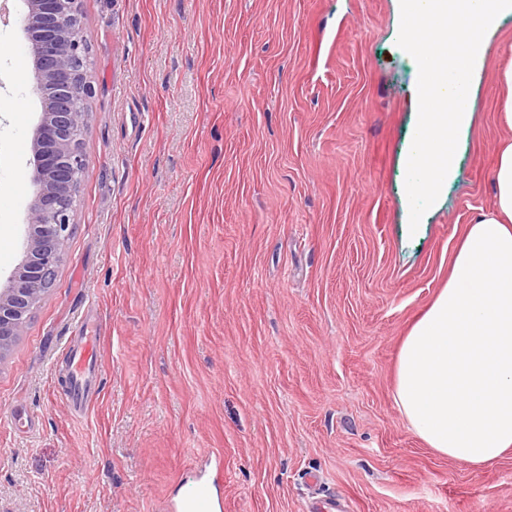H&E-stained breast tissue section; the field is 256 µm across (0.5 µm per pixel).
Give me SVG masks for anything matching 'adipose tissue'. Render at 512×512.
Wrapping results in <instances>:
<instances>
[{"label":"adipose tissue","instance_id":"obj_1","mask_svg":"<svg viewBox=\"0 0 512 512\" xmlns=\"http://www.w3.org/2000/svg\"><path fill=\"white\" fill-rule=\"evenodd\" d=\"M495 203L468 225L447 285L404 337L394 400L435 453L482 467L512 451V141Z\"/></svg>","mask_w":512,"mask_h":512}]
</instances>
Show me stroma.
Listing matches in <instances>:
<instances>
[{"mask_svg": "<svg viewBox=\"0 0 512 512\" xmlns=\"http://www.w3.org/2000/svg\"><path fill=\"white\" fill-rule=\"evenodd\" d=\"M0 21V285L33 201L24 0ZM89 163L52 288L0 365V512H512L394 401L404 336L494 205L486 33L448 184L408 227L418 70L400 0H82ZM101 327L73 404L70 349Z\"/></svg>", "mask_w": 512, "mask_h": 512, "instance_id": "35a3bbf8", "label": "stroma"}]
</instances>
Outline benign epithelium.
Returning <instances> with one entry per match:
<instances>
[{
	"instance_id": "7a95c632",
	"label": "benign epithelium",
	"mask_w": 512,
	"mask_h": 512,
	"mask_svg": "<svg viewBox=\"0 0 512 512\" xmlns=\"http://www.w3.org/2000/svg\"><path fill=\"white\" fill-rule=\"evenodd\" d=\"M34 91L42 113L31 143L35 184L21 263L0 287V363L22 334L29 315L54 284L88 173L82 141L86 101L94 86L81 0H26Z\"/></svg>"
}]
</instances>
